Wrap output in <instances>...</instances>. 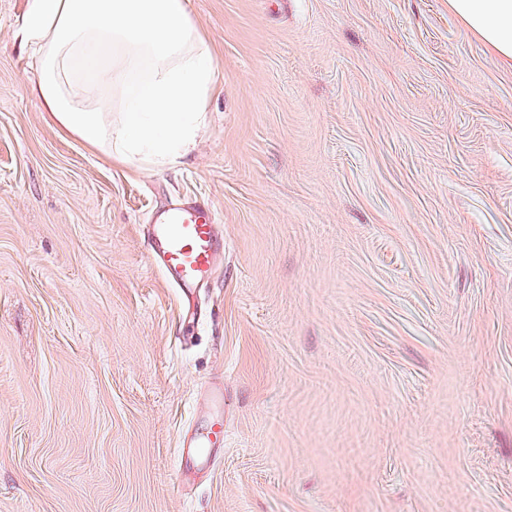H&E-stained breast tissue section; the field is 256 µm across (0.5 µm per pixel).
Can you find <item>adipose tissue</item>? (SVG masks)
Returning <instances> with one entry per match:
<instances>
[{
  "label": "adipose tissue",
  "mask_w": 512,
  "mask_h": 512,
  "mask_svg": "<svg viewBox=\"0 0 512 512\" xmlns=\"http://www.w3.org/2000/svg\"><path fill=\"white\" fill-rule=\"evenodd\" d=\"M449 5L512 62V0ZM21 36L39 61L40 105L66 131L128 164L195 149L214 61L186 0H31ZM106 84L127 88L123 111L110 112Z\"/></svg>",
  "instance_id": "1"
}]
</instances>
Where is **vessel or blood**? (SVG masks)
<instances>
[{
  "instance_id": "vessel-or-blood-1",
  "label": "vessel or blood",
  "mask_w": 512,
  "mask_h": 512,
  "mask_svg": "<svg viewBox=\"0 0 512 512\" xmlns=\"http://www.w3.org/2000/svg\"><path fill=\"white\" fill-rule=\"evenodd\" d=\"M153 258L175 287L187 291L208 279L224 250L212 204L178 199L154 213L149 226ZM224 443V421L210 422L202 440L187 439L185 447L212 448Z\"/></svg>"
}]
</instances>
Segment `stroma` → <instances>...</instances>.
Segmentation results:
<instances>
[{
    "instance_id": "obj_1",
    "label": "stroma",
    "mask_w": 512,
    "mask_h": 512,
    "mask_svg": "<svg viewBox=\"0 0 512 512\" xmlns=\"http://www.w3.org/2000/svg\"><path fill=\"white\" fill-rule=\"evenodd\" d=\"M27 6L0 0V512H512V65L448 0H187L198 146L130 165L41 108ZM177 197L224 228L189 299L145 230ZM224 445V420L216 418L209 424L206 435L201 441L189 438L183 442V448H212Z\"/></svg>"
}]
</instances>
